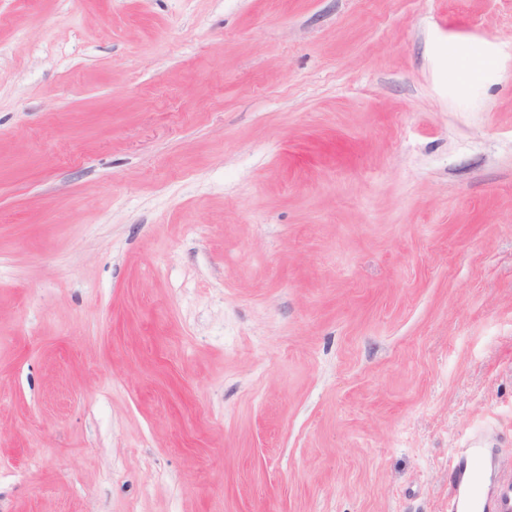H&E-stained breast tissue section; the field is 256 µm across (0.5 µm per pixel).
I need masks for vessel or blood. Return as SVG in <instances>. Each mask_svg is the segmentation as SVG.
I'll use <instances>...</instances> for the list:
<instances>
[{"mask_svg": "<svg viewBox=\"0 0 512 512\" xmlns=\"http://www.w3.org/2000/svg\"><path fill=\"white\" fill-rule=\"evenodd\" d=\"M487 472L495 476L488 488L482 485ZM448 512H512V472L499 467L480 440L471 441L460 455Z\"/></svg>", "mask_w": 512, "mask_h": 512, "instance_id": "b4317fda", "label": "vessel or blood"}]
</instances>
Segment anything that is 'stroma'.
<instances>
[{"instance_id": "35a3bbf8", "label": "stroma", "mask_w": 512, "mask_h": 512, "mask_svg": "<svg viewBox=\"0 0 512 512\" xmlns=\"http://www.w3.org/2000/svg\"><path fill=\"white\" fill-rule=\"evenodd\" d=\"M512 462V0H0V512H448ZM489 470L495 479L484 491L482 475ZM448 512H512L511 471L498 466L479 438L471 441L458 459Z\"/></svg>"}]
</instances>
